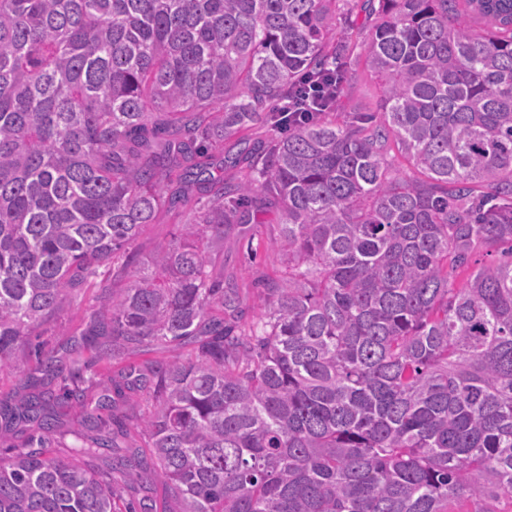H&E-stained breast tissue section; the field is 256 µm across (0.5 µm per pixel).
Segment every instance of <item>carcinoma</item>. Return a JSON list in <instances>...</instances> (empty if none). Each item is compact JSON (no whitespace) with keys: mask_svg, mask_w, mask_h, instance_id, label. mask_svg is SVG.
<instances>
[{"mask_svg":"<svg viewBox=\"0 0 512 512\" xmlns=\"http://www.w3.org/2000/svg\"><path fill=\"white\" fill-rule=\"evenodd\" d=\"M361 10L358 42L340 0H0V369L26 347L68 374L105 457L48 452L56 398L29 377L0 400L36 428L0 458V512H119L117 474L165 487L124 512H512V259L456 282L512 254V0ZM360 60L382 97L345 114ZM307 73L336 100L288 128ZM162 212L186 219L143 263ZM248 224L287 258L258 319L217 264ZM102 268L126 285L75 346L125 366L86 379L32 337ZM156 343L188 353L132 361ZM135 389L146 410L104 429ZM133 430L149 452H112Z\"/></svg>","mask_w":512,"mask_h":512,"instance_id":"obj_1","label":"carcinoma"}]
</instances>
